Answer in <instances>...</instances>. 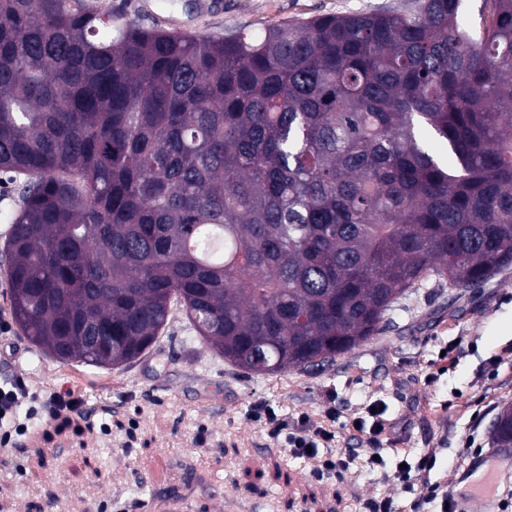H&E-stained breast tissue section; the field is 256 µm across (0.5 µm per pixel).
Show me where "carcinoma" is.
I'll return each mask as SVG.
<instances>
[{"label": "carcinoma", "instance_id": "1", "mask_svg": "<svg viewBox=\"0 0 512 512\" xmlns=\"http://www.w3.org/2000/svg\"><path fill=\"white\" fill-rule=\"evenodd\" d=\"M0 171L22 177L12 315L43 353L125 367L177 304L246 371L332 362L423 280L512 265V0L224 38L0 0ZM492 439L512 448V407Z\"/></svg>", "mask_w": 512, "mask_h": 512}]
</instances>
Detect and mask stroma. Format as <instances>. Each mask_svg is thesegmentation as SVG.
<instances>
[{"instance_id": "35a3bbf8", "label": "stroma", "mask_w": 512, "mask_h": 512, "mask_svg": "<svg viewBox=\"0 0 512 512\" xmlns=\"http://www.w3.org/2000/svg\"><path fill=\"white\" fill-rule=\"evenodd\" d=\"M196 15L192 0H152L168 28L221 37L259 34L286 21L375 9L390 0H223ZM387 325L333 363L285 374L233 367L196 339L172 308L158 342L126 369L61 364L19 328L0 337V383L24 377L34 399L28 426L0 446V512H142L149 499L184 495L194 512H366L391 498L399 512H440L417 504L393 474L401 460L436 453L431 481L450 495L489 492L494 512H512L508 452L491 425L512 406V267L483 287L451 290L435 279L409 289ZM75 390L77 412L51 418L50 395ZM296 423L306 416L332 432L333 453L350 456L342 475L318 480L256 421L257 405ZM381 407L377 439L354 430ZM379 450L385 469L370 467ZM155 479L143 483L142 474Z\"/></svg>"}]
</instances>
